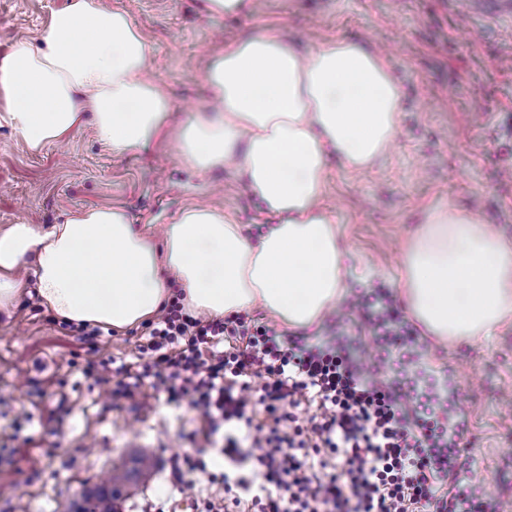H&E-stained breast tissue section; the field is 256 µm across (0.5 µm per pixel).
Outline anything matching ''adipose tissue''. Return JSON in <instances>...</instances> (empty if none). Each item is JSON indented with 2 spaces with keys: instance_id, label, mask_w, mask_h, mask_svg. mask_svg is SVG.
I'll list each match as a JSON object with an SVG mask.
<instances>
[{
  "instance_id": "1",
  "label": "adipose tissue",
  "mask_w": 512,
  "mask_h": 512,
  "mask_svg": "<svg viewBox=\"0 0 512 512\" xmlns=\"http://www.w3.org/2000/svg\"><path fill=\"white\" fill-rule=\"evenodd\" d=\"M202 79L208 109L171 129L172 100L152 75L144 33L102 0H70L38 46L0 59V100L30 152L89 118L117 154L170 137L191 168L233 171L277 219L256 241L205 204L185 207L157 238L115 207L82 209L47 229L14 224L0 230V310L29 273L60 320L117 331L159 315L175 284L185 308L209 318L259 309L309 329L335 310L348 268L322 203L327 159L366 171L395 141L401 92L386 60L335 39L303 57L267 28L214 52ZM399 286L436 339L489 335L512 321V243L454 207L427 208Z\"/></svg>"
}]
</instances>
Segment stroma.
<instances>
[{
	"mask_svg": "<svg viewBox=\"0 0 512 512\" xmlns=\"http://www.w3.org/2000/svg\"><path fill=\"white\" fill-rule=\"evenodd\" d=\"M69 0H0V58L36 42ZM145 33L154 76L173 101L178 127L209 103L201 74L211 53L255 31L279 30L300 54L346 39L383 52L402 95L400 132L375 166L352 173L329 165L325 203L350 251L348 296L399 289L403 252L425 207L450 204L512 241V16L468 12L464 0H253L245 17L208 15L202 0H104ZM230 212L253 239L274 221L228 170L199 173L174 141L115 155L92 126L33 154L0 119V227L49 226L86 207L123 208L136 229L157 233L196 201ZM141 328L88 338L64 326L26 287L0 311V512H69L83 488L137 452L154 456L147 484L130 489L121 512H191L194 495L224 496L197 482L174 492L170 465L188 444L192 414L142 388L113 399L86 376L90 348L132 363ZM427 366L450 370L468 430L461 476L512 512V323L491 335L431 341ZM64 407L68 422L52 413ZM29 421L22 430L13 423Z\"/></svg>",
	"mask_w": 512,
	"mask_h": 512,
	"instance_id": "35a3bbf8",
	"label": "stroma"
}]
</instances>
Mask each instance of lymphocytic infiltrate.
I'll use <instances>...</instances> for the list:
<instances>
[{"instance_id":"f902f5d3","label":"lymphocytic infiltrate","mask_w":512,"mask_h":512,"mask_svg":"<svg viewBox=\"0 0 512 512\" xmlns=\"http://www.w3.org/2000/svg\"><path fill=\"white\" fill-rule=\"evenodd\" d=\"M352 304L380 353L369 367L350 337L311 344L246 313H186L175 296L143 323L137 371L111 373L95 348L83 372L116 399L149 386L186 404L205 436L223 435L224 497L203 512H493L460 476L466 424L419 369L427 345L392 292ZM245 465L251 477L237 475Z\"/></svg>"}]
</instances>
